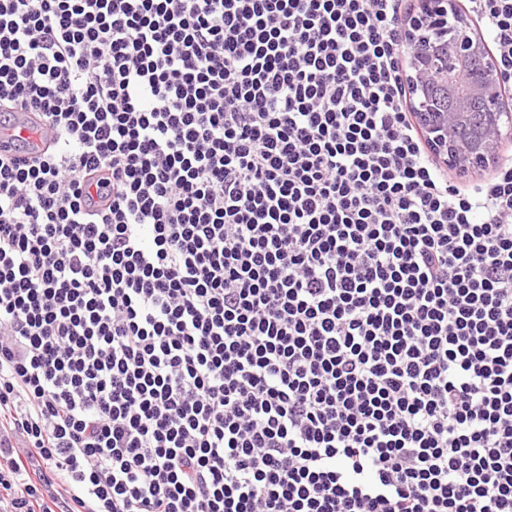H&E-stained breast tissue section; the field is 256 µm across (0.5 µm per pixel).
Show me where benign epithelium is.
Masks as SVG:
<instances>
[{
	"mask_svg": "<svg viewBox=\"0 0 512 512\" xmlns=\"http://www.w3.org/2000/svg\"><path fill=\"white\" fill-rule=\"evenodd\" d=\"M406 44L411 111L435 153L461 176L495 166L512 139V111L496 60L460 0H418ZM440 85L448 88V109L430 121L425 107Z\"/></svg>",
	"mask_w": 512,
	"mask_h": 512,
	"instance_id": "obj_1",
	"label": "benign epithelium"
}]
</instances>
